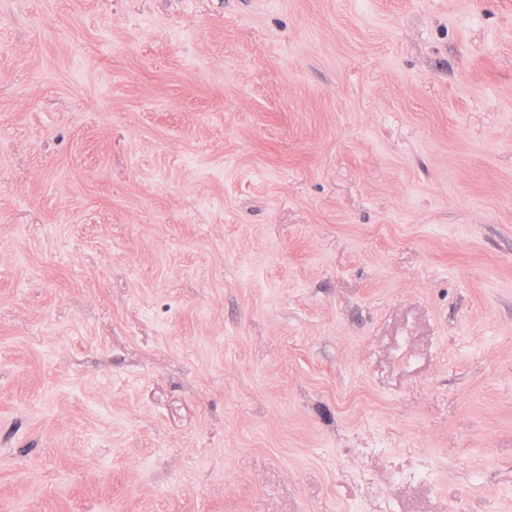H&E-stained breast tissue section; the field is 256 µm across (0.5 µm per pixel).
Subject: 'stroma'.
Masks as SVG:
<instances>
[{
  "mask_svg": "<svg viewBox=\"0 0 512 512\" xmlns=\"http://www.w3.org/2000/svg\"><path fill=\"white\" fill-rule=\"evenodd\" d=\"M0 512H512V0H0Z\"/></svg>",
  "mask_w": 512,
  "mask_h": 512,
  "instance_id": "stroma-1",
  "label": "stroma"
}]
</instances>
